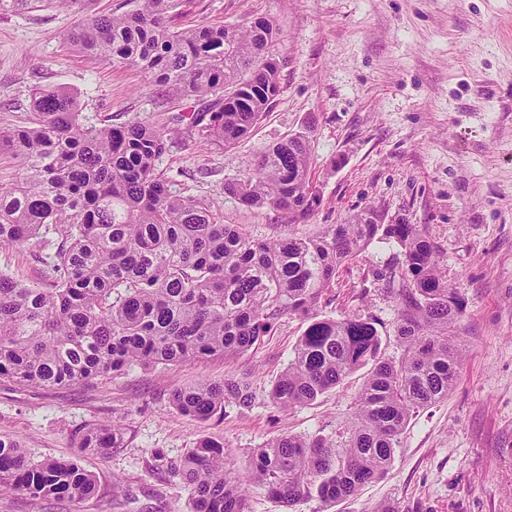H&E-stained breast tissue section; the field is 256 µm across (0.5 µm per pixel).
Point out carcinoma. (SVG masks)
<instances>
[{
  "label": "carcinoma",
  "mask_w": 512,
  "mask_h": 512,
  "mask_svg": "<svg viewBox=\"0 0 512 512\" xmlns=\"http://www.w3.org/2000/svg\"><path fill=\"white\" fill-rule=\"evenodd\" d=\"M78 2L0 0V14L41 5L68 10ZM177 4L135 0L123 14L83 20L69 43L79 54L141 68L163 96L213 97L190 124L207 143L229 148L280 94L268 60L278 32L267 22L245 30L178 28L171 24ZM31 107L28 125L0 129V156L17 164L13 183L0 185V246L20 247L50 224L62 225V241L46 262V286L0 275V379L52 388L111 378L133 365L217 353L230 359L269 333L281 313L309 315L342 264L376 240L393 241L401 258L372 277L394 296L401 358L382 356V322L372 315L313 320L269 392L270 403L288 411L371 365L343 445L282 434L255 450L240 473L226 467L224 443L204 438L169 468L190 490L194 512H248L246 478L265 485L288 512L313 489L336 502L382 478L410 417L448 396L465 352L456 334L464 301L423 229L382 224L368 209L318 236L256 239L156 174L171 138L167 125L184 116L88 126L77 95L64 87L34 90ZM311 165L308 130L269 147L254 175L224 191L300 224L320 204ZM226 401L250 407L255 398L236 376L172 395L179 412L203 419L224 413ZM122 439L121 426L103 425L81 447L105 453ZM96 490L94 475L78 463L32 462L19 441L0 437V492L79 503Z\"/></svg>",
  "instance_id": "obj_1"
}]
</instances>
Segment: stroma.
<instances>
[{
  "mask_svg": "<svg viewBox=\"0 0 512 512\" xmlns=\"http://www.w3.org/2000/svg\"><path fill=\"white\" fill-rule=\"evenodd\" d=\"M129 7L80 0L69 11L1 14L0 128L27 119L34 88L56 85L76 92L85 122L97 126L198 110L196 100L156 94L137 68L71 49L66 35L81 20ZM258 17L278 31L269 49L281 85L274 106L228 149L181 126L157 172L261 239L315 236L367 208L384 224L419 225L466 302L455 386L413 415L387 474L354 499L312 495L295 512H373L385 500L396 512H512V0H179L173 24L243 29ZM309 126L321 201L304 223L225 193L269 146ZM60 240L52 231L20 248L0 246V274L39 284L43 259ZM396 251L373 243L339 269L310 317L283 315L230 360L135 366L59 389L0 382V436L19 440L35 462L76 461L98 482L97 494L79 503L5 492L0 512H191L190 493L168 466L199 439L224 442L236 470L284 433L343 443L367 368L287 412L267 395L313 318L373 314L384 323V357H401L393 298L371 277ZM227 375L249 379L253 406L228 402L208 419L173 407L174 391ZM115 420L124 424L122 447L80 448L84 432Z\"/></svg>",
  "mask_w": 512,
  "mask_h": 512,
  "instance_id": "35a3bbf8",
  "label": "stroma"
}]
</instances>
